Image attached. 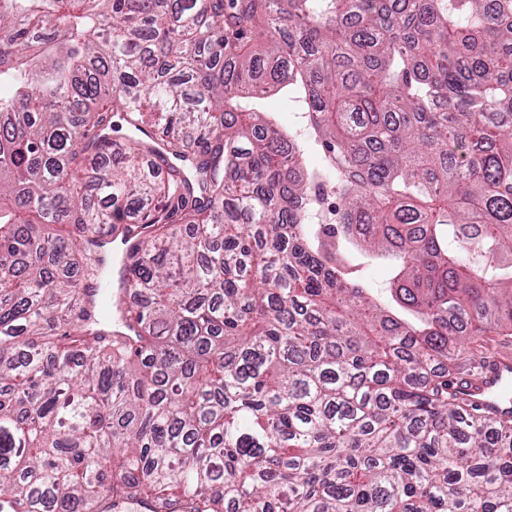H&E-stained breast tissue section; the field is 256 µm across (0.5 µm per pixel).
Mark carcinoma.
<instances>
[{"label": "carcinoma", "mask_w": 512, "mask_h": 512, "mask_svg": "<svg viewBox=\"0 0 512 512\" xmlns=\"http://www.w3.org/2000/svg\"><path fill=\"white\" fill-rule=\"evenodd\" d=\"M1 85L0 512H512V0H0ZM259 110L278 112L283 123H288L289 103L280 98L268 99L257 105ZM305 112L303 103L296 101L293 104V112L290 113V121L288 123V138L294 148L302 146L308 138V130L304 125L302 118ZM488 349L476 376H465L453 383V391L481 413L496 417L512 415V335L483 336ZM508 351V352H503Z\"/></svg>", "instance_id": "obj_1"}]
</instances>
